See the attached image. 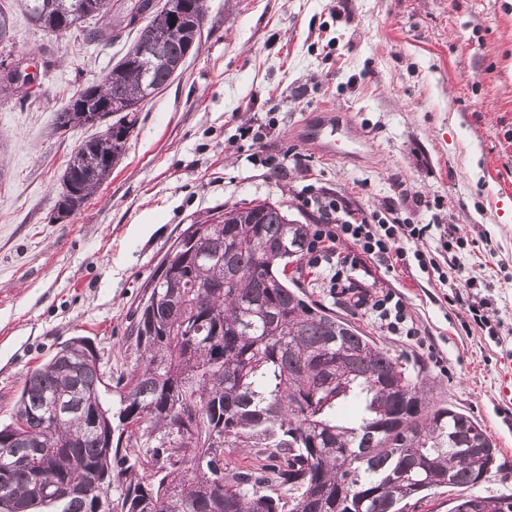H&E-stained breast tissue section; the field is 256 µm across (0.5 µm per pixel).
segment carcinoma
<instances>
[{"instance_id":"carcinoma-1","label":"carcinoma","mask_w":512,"mask_h":512,"mask_svg":"<svg viewBox=\"0 0 512 512\" xmlns=\"http://www.w3.org/2000/svg\"><path fill=\"white\" fill-rule=\"evenodd\" d=\"M20 2L55 35L74 13L112 14V0ZM152 2L135 0L147 22L132 47L57 113L58 131L105 126L66 161L59 220L109 178L137 112L198 50L205 0ZM225 211L188 225L153 273L128 326L131 369L105 371L77 336L28 373L0 425V512H97L92 482L112 512H405L438 488L455 492L448 512H512L511 495L477 491L497 461L482 425L288 277L311 225L277 203ZM231 448L279 463L230 468Z\"/></svg>"}]
</instances>
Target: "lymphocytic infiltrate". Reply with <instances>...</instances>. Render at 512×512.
Wrapping results in <instances>:
<instances>
[{
  "instance_id": "obj_1",
  "label": "lymphocytic infiltrate",
  "mask_w": 512,
  "mask_h": 512,
  "mask_svg": "<svg viewBox=\"0 0 512 512\" xmlns=\"http://www.w3.org/2000/svg\"><path fill=\"white\" fill-rule=\"evenodd\" d=\"M304 205L316 206L322 214V221L313 225L305 247V254L311 266L335 265L330 278L333 288L349 294L356 289L360 280V261L369 256L387 267L409 266L417 263L421 271L438 270V262L430 252L408 251V242L423 239L430 227L426 224H391L379 215L355 217L341 199L323 200L307 197ZM350 243L352 249L347 254H335L334 248L342 243ZM388 331L418 335L417 327L408 325L406 306L400 296L391 292H366L360 297Z\"/></svg>"
}]
</instances>
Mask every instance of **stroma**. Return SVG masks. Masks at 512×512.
Returning a JSON list of instances; mask_svg holds the SVG:
<instances>
[{
  "label": "stroma",
  "mask_w": 512,
  "mask_h": 512,
  "mask_svg": "<svg viewBox=\"0 0 512 512\" xmlns=\"http://www.w3.org/2000/svg\"><path fill=\"white\" fill-rule=\"evenodd\" d=\"M114 3L105 44L76 30L55 37L0 0L15 29L0 62L26 59L40 86L0 96V421L28 371L71 337L94 338L104 368L132 364L131 314L189 224L263 200L294 215L306 188L358 213L397 203L400 219L432 223L423 251L451 224L474 241L467 274L493 303V336L463 329L447 258L439 279L366 262L364 286L401 296L421 345L338 301L323 268L303 266V281L483 426L499 467L479 491L512 494V404L498 397L512 378V0H207L199 51L138 112L110 178L58 221L63 165L100 129L58 132L56 115L132 43L120 26L130 0ZM324 119L349 130L350 155L307 138ZM246 124L266 134L251 150L239 141ZM286 151L294 158L279 171L263 166Z\"/></svg>",
  "instance_id": "35a3bbf8"
}]
</instances>
